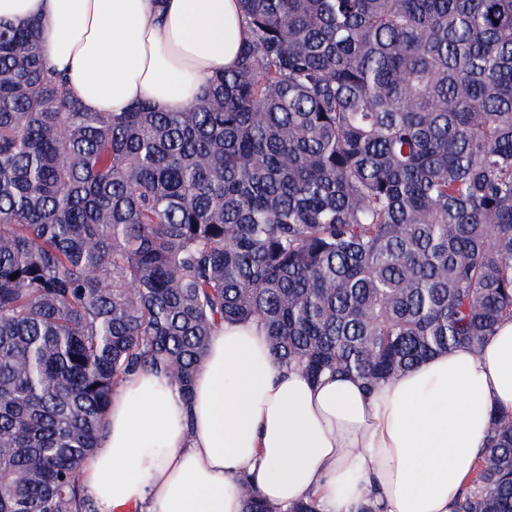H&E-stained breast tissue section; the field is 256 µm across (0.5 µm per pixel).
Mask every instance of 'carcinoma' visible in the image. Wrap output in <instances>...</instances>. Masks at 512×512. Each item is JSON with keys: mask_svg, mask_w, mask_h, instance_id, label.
<instances>
[{"mask_svg": "<svg viewBox=\"0 0 512 512\" xmlns=\"http://www.w3.org/2000/svg\"><path fill=\"white\" fill-rule=\"evenodd\" d=\"M239 4L182 112H87L0 21V512H96L112 395L190 398L226 322L374 385L512 319V0ZM456 512H512L511 415Z\"/></svg>", "mask_w": 512, "mask_h": 512, "instance_id": "carcinoma-1", "label": "carcinoma"}]
</instances>
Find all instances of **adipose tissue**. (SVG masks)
<instances>
[{
  "label": "adipose tissue",
  "mask_w": 512,
  "mask_h": 512,
  "mask_svg": "<svg viewBox=\"0 0 512 512\" xmlns=\"http://www.w3.org/2000/svg\"><path fill=\"white\" fill-rule=\"evenodd\" d=\"M0 19L44 27L40 52L90 112H181L233 69L238 0H0ZM512 413V320L374 388L278 366L251 322L212 336L190 399L139 371L112 397L82 473L97 512H246V493L320 512H452Z\"/></svg>",
  "instance_id": "adipose-tissue-1"
}]
</instances>
